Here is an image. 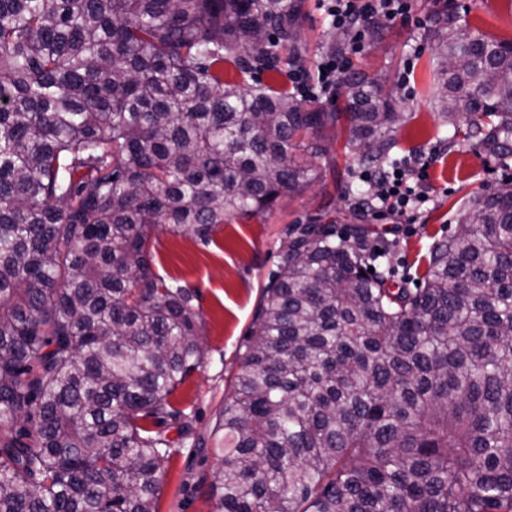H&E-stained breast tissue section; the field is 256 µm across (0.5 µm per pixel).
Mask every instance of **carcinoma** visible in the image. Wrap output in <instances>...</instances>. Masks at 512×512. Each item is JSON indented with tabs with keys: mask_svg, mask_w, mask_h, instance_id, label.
<instances>
[{
	"mask_svg": "<svg viewBox=\"0 0 512 512\" xmlns=\"http://www.w3.org/2000/svg\"><path fill=\"white\" fill-rule=\"evenodd\" d=\"M305 0H0V512H157L192 433L195 291L162 226L207 243L319 177L322 131L389 164L402 115L351 72L342 111L267 84L304 69ZM437 106L512 158V40L436 21ZM466 64L448 68V60ZM364 230L290 224L238 349L214 512H512V190L473 197L417 288Z\"/></svg>",
	"mask_w": 512,
	"mask_h": 512,
	"instance_id": "1",
	"label": "carcinoma"
}]
</instances>
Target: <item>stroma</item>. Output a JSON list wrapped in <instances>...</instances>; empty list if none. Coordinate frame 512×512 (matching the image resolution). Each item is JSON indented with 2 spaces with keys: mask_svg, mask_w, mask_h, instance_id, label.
<instances>
[{
  "mask_svg": "<svg viewBox=\"0 0 512 512\" xmlns=\"http://www.w3.org/2000/svg\"><path fill=\"white\" fill-rule=\"evenodd\" d=\"M448 0H414L411 20L388 22L379 36L365 34L364 49L352 60L361 73L380 79L397 111L406 116L396 136L395 158L418 157L430 148L440 151L430 167L431 200L410 230L396 229L391 219L372 220L355 199L342 198L337 185L358 182L364 164L346 146V122L325 132L328 154L319 161L323 179L302 192L280 197L267 213L222 225L209 244L158 229L151 243L154 271L169 281L194 288L202 328V365L179 385L175 397L193 418V430L180 440L166 463L157 512H213L209 486L224 433L218 428L224 410V387L239 368L238 348L247 334L268 277L275 267L282 232L290 224H334L338 237H348L356 225L368 230L370 244H386L383 267L395 283L415 287L425 269L434 240L457 228L469 198L512 178V166H501L466 141L450 143L442 127L436 99L438 82L430 69L436 56L432 36L435 16ZM458 24L487 36L512 40V0H455ZM332 30L319 0H306L301 35L308 44L307 70H315L329 55ZM411 66L408 84H401L404 66Z\"/></svg>",
  "mask_w": 512,
  "mask_h": 512,
  "instance_id": "stroma-1",
  "label": "stroma"
}]
</instances>
